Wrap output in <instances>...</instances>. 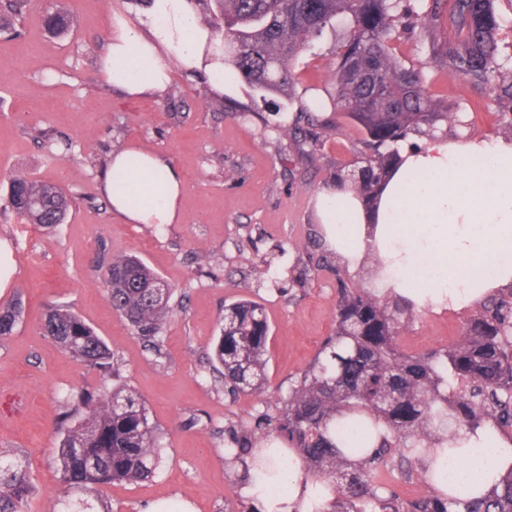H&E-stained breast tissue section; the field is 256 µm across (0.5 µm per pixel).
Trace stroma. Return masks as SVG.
<instances>
[{
    "instance_id": "35a3bbf8",
    "label": "stroma",
    "mask_w": 512,
    "mask_h": 512,
    "mask_svg": "<svg viewBox=\"0 0 512 512\" xmlns=\"http://www.w3.org/2000/svg\"><path fill=\"white\" fill-rule=\"evenodd\" d=\"M147 0H45L30 7L21 35L0 34V246L13 273L0 305L22 300L14 332L0 339V466L24 462L32 485L20 512H62L68 499L104 503L110 512H140L166 502L175 512H246L243 469L227 464L228 427L275 408L281 390L307 367L333 327L336 274L321 267L305 285L293 281L309 256H321L314 198L350 174L361 160V132L326 111L332 127L316 153L290 147L272 125L227 111L253 92L228 80L218 97L204 79L173 68L160 95L126 98L112 89L98 59L113 14L133 20ZM68 12L69 35L46 31L44 9ZM344 27L328 31L296 60V93L328 97ZM433 37L395 36L393 53L420 70L444 100L446 135L503 137L512 112L486 108L483 86L448 77L432 61ZM136 147L170 156L185 192L181 220L157 227L127 224L113 214L99 176L113 151ZM25 174L61 187L73 205L63 224L47 229L21 223L8 203L10 176ZM308 245L299 254L296 243ZM143 258L174 289L172 315L159 348L136 336L112 309L103 275L113 254ZM269 265L264 278L255 267ZM241 299L268 317V382L263 393L232 399L208 361L224 307ZM73 310L109 344L119 369L116 384L136 393L161 432L155 475L76 491L60 480L53 453L56 424L79 392L100 387L99 372L81 365L45 335L47 306ZM470 309H418L402 328L407 351L443 348L463 331Z\"/></svg>"
}]
</instances>
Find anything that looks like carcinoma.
I'll return each mask as SVG.
<instances>
[{
    "label": "carcinoma",
    "instance_id": "1",
    "mask_svg": "<svg viewBox=\"0 0 512 512\" xmlns=\"http://www.w3.org/2000/svg\"><path fill=\"white\" fill-rule=\"evenodd\" d=\"M214 29L224 36V76L240 78L263 95L291 98L294 61L309 43L347 18L337 51L334 111L366 135L364 169L354 191L371 205L382 180L400 164L398 143L430 135L448 119L425 86L423 75L396 61L391 41L404 18L402 0H215ZM35 0H0V33H17L16 21ZM420 29L443 31L433 46L435 64L454 78L483 86L486 106L512 102V82L497 63L499 22L493 0H431ZM56 39L69 35L70 16L46 12ZM323 103L298 99L294 116L275 125L300 151L319 146ZM9 204L25 224L52 228L64 222L70 200L58 186L24 175L9 179ZM159 275L141 259L112 256L103 277L112 308L132 331L159 346L169 301L155 300L148 286ZM336 328L314 359L288 387L275 411H261L250 426L228 429L229 463L250 457L267 470L271 452L254 449L279 439L300 461L305 479L332 499L329 512H512V468L489 493L467 501L436 490L445 448L458 431L490 429L512 438V289L490 298L464 325L460 339L444 348L408 353L400 328L414 306L399 295L381 301L336 271ZM22 316L18 301L0 306V338ZM45 334L105 377L118 376L112 350L78 315L47 309ZM270 326L263 308L240 300L224 309V326L211 360L224 369L228 394L263 392ZM61 481L71 489L152 477L161 458L158 428L144 402L121 387L82 392L57 426ZM396 467L426 485L403 501L379 481L383 467ZM31 488L22 466L0 468V512H18Z\"/></svg>",
    "mask_w": 512,
    "mask_h": 512
}]
</instances>
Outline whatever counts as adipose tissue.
I'll return each mask as SVG.
<instances>
[{
    "label": "adipose tissue",
    "mask_w": 512,
    "mask_h": 512,
    "mask_svg": "<svg viewBox=\"0 0 512 512\" xmlns=\"http://www.w3.org/2000/svg\"><path fill=\"white\" fill-rule=\"evenodd\" d=\"M192 0H150L136 20L114 17L99 67L128 98L161 94L172 65L203 75L215 95L224 93V52ZM404 168L424 173L407 184L393 173L374 213L350 186L317 192L314 214L331 252L357 268L367 249L389 259L368 284L385 296L398 292L418 307L463 309L512 286V140L435 137L399 148ZM126 174L147 202L131 205L115 189ZM101 190L112 212L127 224L165 226L180 218L184 182L168 156L141 149L113 152ZM512 466V448L480 431L446 457L445 482L460 497L491 490ZM287 493L274 492L255 471L243 492L256 512H322L327 498L304 488L298 461L288 464Z\"/></svg>",
    "instance_id": "1"
}]
</instances>
